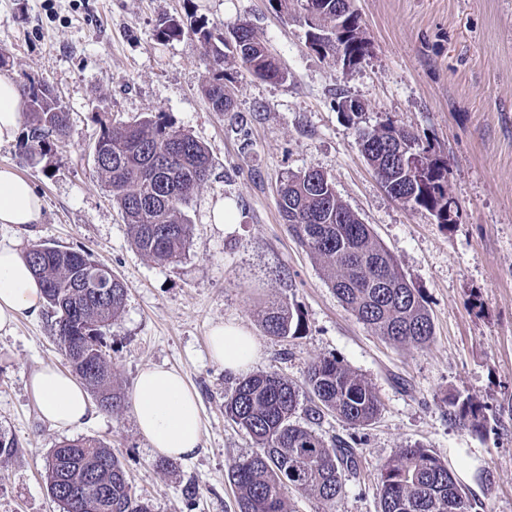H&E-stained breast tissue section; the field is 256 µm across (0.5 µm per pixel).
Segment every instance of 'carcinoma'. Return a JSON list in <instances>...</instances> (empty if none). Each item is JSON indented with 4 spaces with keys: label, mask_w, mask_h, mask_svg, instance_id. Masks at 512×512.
I'll return each mask as SVG.
<instances>
[{
    "label": "carcinoma",
    "mask_w": 512,
    "mask_h": 512,
    "mask_svg": "<svg viewBox=\"0 0 512 512\" xmlns=\"http://www.w3.org/2000/svg\"><path fill=\"white\" fill-rule=\"evenodd\" d=\"M347 0H318L321 16L309 27L308 46L326 55L343 47L349 62L363 59L369 43L358 15ZM345 18L336 27V5ZM218 71L203 88L214 112L233 107L224 87V60L233 57L261 79L283 77L263 40L245 24L232 27L231 39L212 42L205 24L192 28ZM184 35L182 24L166 21L161 40ZM29 115L22 157L32 160L52 142H69L74 130L69 112L45 82L20 83ZM364 156L396 199L412 198L439 224H448L447 168L409 131L391 124L359 135ZM415 150L420 161L405 170L391 162V148ZM100 156L94 172L128 224L134 247L156 261L171 263L185 255L191 236L186 213L194 192L207 181L212 158L193 136L174 129L151 113L121 126L103 124L97 138ZM279 208L290 231L322 260V271L337 298L378 336L398 345L424 347L434 324L421 292L408 283L396 257L368 225L336 195L316 168L289 175L280 186ZM24 258L41 283L54 317V335L72 373L95 395L103 410L121 403L112 386V356L105 336L119 318L125 288L112 270L83 250L35 243ZM299 323L282 300L267 308L262 330L267 336H295ZM309 402L307 421L329 413L353 427L372 424L380 415L378 392L343 360L324 358L308 370L298 387L274 372L242 377L224 399V415L258 445L255 454L233 462L228 477L238 490L237 512H290L289 495L309 494L332 512L359 467L358 450L345 441H327L296 420L300 397ZM487 405L467 395L448 401V416L462 428L485 427ZM46 482L62 512H150L133 490L120 459L100 441L82 437L52 449ZM81 490V497L71 489ZM380 512H472L473 503L448 462L420 444L410 445L378 469Z\"/></svg>",
    "instance_id": "1"
}]
</instances>
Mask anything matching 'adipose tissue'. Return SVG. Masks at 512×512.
<instances>
[{"label": "adipose tissue", "instance_id": "1", "mask_svg": "<svg viewBox=\"0 0 512 512\" xmlns=\"http://www.w3.org/2000/svg\"><path fill=\"white\" fill-rule=\"evenodd\" d=\"M25 120L18 82L1 74L0 146L16 140ZM42 219V201L31 182L1 166L0 224L26 226ZM42 303V287L21 252L0 245V331L10 329L21 316L36 313ZM208 344L211 358L233 375L248 372L260 349L248 329L233 323L214 326ZM30 388L42 419L53 428H77L93 415V404L69 373L40 368L32 374ZM132 403L137 428L157 454L185 459L197 451L202 436L200 407L180 372L161 366L143 370Z\"/></svg>", "mask_w": 512, "mask_h": 512}]
</instances>
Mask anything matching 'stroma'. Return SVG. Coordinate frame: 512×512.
Returning <instances> with one entry per match:
<instances>
[{
  "instance_id": "obj_1",
  "label": "stroma",
  "mask_w": 512,
  "mask_h": 512,
  "mask_svg": "<svg viewBox=\"0 0 512 512\" xmlns=\"http://www.w3.org/2000/svg\"><path fill=\"white\" fill-rule=\"evenodd\" d=\"M370 52L345 68L305 42V28L272 0H0V48L8 75L48 81L70 114L71 142L27 164L20 142L0 146L43 200V220L0 224V243L82 249L107 264L126 290L106 337L114 386L124 400L81 428L39 417L28 386L41 366L65 368L47 310L0 333V432L18 452L0 461V512H60L46 484L58 443L94 437L110 445L151 512H237L227 479L255 441L224 415L235 376L209 356L213 325L236 322L256 336L251 373L302 383L310 365L336 356L379 391L382 411L354 428L325 416L323 437L356 439L361 462L333 512H379L377 473L399 449L423 444L445 461L466 455L476 475L465 491L476 512H512V0H353ZM228 36L247 23L285 76L263 80L239 61L224 64L232 111L215 112L201 88L214 70L195 36L160 41L169 19ZM344 98L358 112L338 110ZM162 115L208 148L213 167L188 209L185 256L161 263L133 246L127 224L96 177L91 147L101 121L120 125ZM390 123L429 143L448 165L455 223L394 198L368 165L359 132ZM324 172L338 197L369 224L427 301L429 346H395L359 321L293 237L278 207L288 175ZM232 220L212 221L217 201ZM285 299L301 318L297 337L264 335L261 311ZM181 372L197 394L201 444L168 468L137 430L139 372ZM488 405L480 430L448 416L453 395Z\"/></svg>"
}]
</instances>
